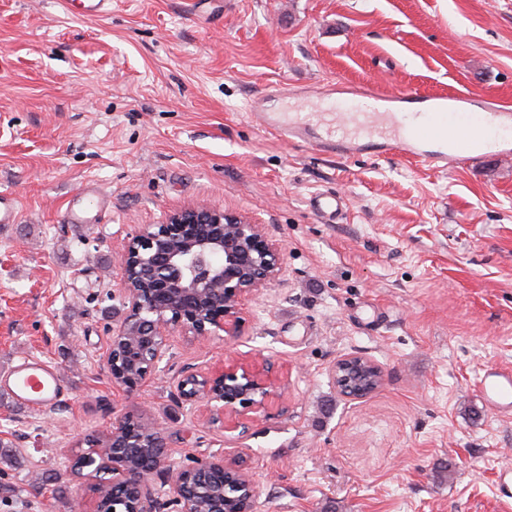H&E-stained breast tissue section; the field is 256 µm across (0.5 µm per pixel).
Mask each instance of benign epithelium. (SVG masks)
Masks as SVG:
<instances>
[{"instance_id":"obj_1","label":"benign epithelium","mask_w":512,"mask_h":512,"mask_svg":"<svg viewBox=\"0 0 512 512\" xmlns=\"http://www.w3.org/2000/svg\"><path fill=\"white\" fill-rule=\"evenodd\" d=\"M120 292L128 314L112 330L107 355L112 386L131 392L150 379L155 363L166 353L170 332L180 330L198 340L222 331L239 334L244 302L261 294L279 277L280 243L264 225L205 205H191L167 214L162 224H146L127 238L121 254ZM151 359L140 360L139 348ZM270 367L223 363L207 371H183L177 381L179 399L203 400L209 422L226 432L241 427L245 410L260 411L275 394ZM345 396L365 400L384 381L382 368L370 359L349 355L330 370ZM139 422L161 443L159 466L144 473L133 460L144 448L132 423ZM109 445L84 452L82 468L91 495L87 512H105L100 475L125 494L112 498L113 512H254L257 483L238 452L221 453L173 470L168 464L162 426L144 414L125 412L112 419ZM169 486L163 497L157 484Z\"/></svg>"}]
</instances>
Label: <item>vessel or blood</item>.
<instances>
[{
  "mask_svg": "<svg viewBox=\"0 0 512 512\" xmlns=\"http://www.w3.org/2000/svg\"><path fill=\"white\" fill-rule=\"evenodd\" d=\"M284 87L261 93L251 101L250 116L262 130L280 140L312 147L331 156L355 154L411 155L436 168L448 164L476 163L487 152L512 154V111L485 103L482 111H469L470 101L461 95L422 97L417 111H406L410 94H386L378 89L359 92L335 112H271L270 97L287 95ZM320 217L342 211L341 196L323 191L308 200ZM484 404L492 414L512 415V373L486 369L480 379ZM63 385L55 366L35 356L18 359L0 373V392L16 403L37 411L54 407Z\"/></svg>",
  "mask_w": 512,
  "mask_h": 512,
  "instance_id": "b4317fda",
  "label": "vessel or blood"
}]
</instances>
